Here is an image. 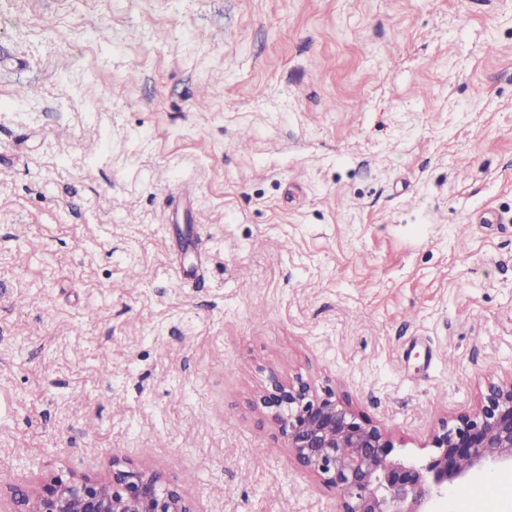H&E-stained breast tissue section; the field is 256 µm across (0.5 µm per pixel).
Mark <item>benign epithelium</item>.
<instances>
[{
	"label": "benign epithelium",
	"instance_id": "7a95c632",
	"mask_svg": "<svg viewBox=\"0 0 512 512\" xmlns=\"http://www.w3.org/2000/svg\"><path fill=\"white\" fill-rule=\"evenodd\" d=\"M304 472L321 477L338 495L337 512H440L451 488L476 475L512 468V376L490 380L475 408L440 421L433 452L410 461L398 456L392 435L336 398L319 394L298 376L273 377L258 397ZM11 512H194L179 489L155 473L115 468L106 478L56 477Z\"/></svg>",
	"mask_w": 512,
	"mask_h": 512
}]
</instances>
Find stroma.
<instances>
[{
  "instance_id": "stroma-1",
  "label": "stroma",
  "mask_w": 512,
  "mask_h": 512,
  "mask_svg": "<svg viewBox=\"0 0 512 512\" xmlns=\"http://www.w3.org/2000/svg\"><path fill=\"white\" fill-rule=\"evenodd\" d=\"M511 373L512 0H0V500L117 461L336 512L270 378L421 458Z\"/></svg>"
}]
</instances>
